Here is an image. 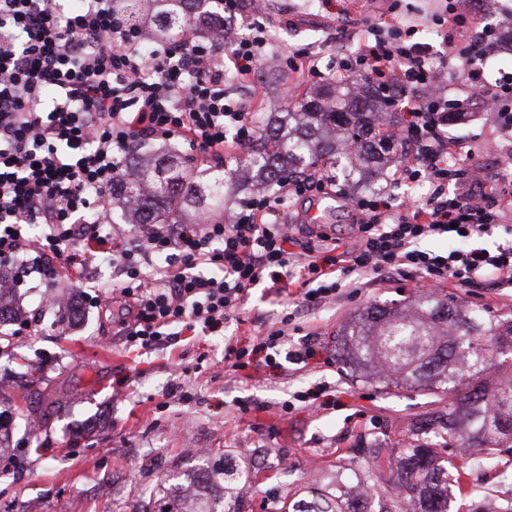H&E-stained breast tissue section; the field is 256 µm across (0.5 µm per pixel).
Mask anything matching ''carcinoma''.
Returning a JSON list of instances; mask_svg holds the SVG:
<instances>
[{
	"instance_id": "1",
	"label": "carcinoma",
	"mask_w": 512,
	"mask_h": 512,
	"mask_svg": "<svg viewBox=\"0 0 512 512\" xmlns=\"http://www.w3.org/2000/svg\"><path fill=\"white\" fill-rule=\"evenodd\" d=\"M133 17L155 26L156 35L180 43L194 34L224 36V0H123ZM368 83H330L314 98L274 113L261 129L259 148L242 159L256 185L274 189L297 170L315 171L346 159L348 176L375 167L382 154L405 153L374 133L388 115L382 92L364 93ZM112 203L125 224H195L208 214L224 221V172L201 169L189 154L160 153L141 144L123 177L112 185ZM336 352L363 383L440 393L448 403L410 429L406 448L369 449L355 475L383 499L382 512H448V493L484 461L512 453V314L478 309L453 294L416 291L402 300L375 302L336 331ZM463 455L443 459L427 435ZM193 481L221 483L222 498L197 495L185 506L173 492L151 510L131 512H224L236 475L224 468ZM309 500L293 512H369L352 503L351 492L336 487L308 489ZM472 512H512V500L490 493Z\"/></svg>"
}]
</instances>
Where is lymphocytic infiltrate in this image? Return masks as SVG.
I'll return each mask as SVG.
<instances>
[{"label": "lymphocytic infiltrate", "mask_w": 512, "mask_h": 512, "mask_svg": "<svg viewBox=\"0 0 512 512\" xmlns=\"http://www.w3.org/2000/svg\"><path fill=\"white\" fill-rule=\"evenodd\" d=\"M224 14L240 20L223 46L189 36L181 45L160 41L151 54L145 38L116 0H0V265L32 255L38 274L78 271L96 255L112 259L111 298L123 312L118 334L130 352L173 345L184 333L223 331L250 288L311 306L325 304L366 276L396 271L421 283L471 284L488 277L512 285V242L493 249L481 239L512 214V179L480 177L455 162L463 147L448 133V98L441 81L454 72L467 100L485 99L502 135L512 138V73L491 86L474 84L481 58L503 45L501 32L476 31L466 0H445L431 19L436 33H455L454 69L436 65L440 53L415 41V26L381 33L365 20L356 51L337 49L328 69L317 54L290 52L289 66L305 81L363 78L383 87L402 112L407 160L397 183L426 181L428 197L400 206L391 198H361L357 244L300 250L283 220L285 200L331 192L321 174L280 181L272 194L243 200L225 224H153L133 242L120 226L89 223L85 213L112 204V184L138 143L178 141L207 161L245 148L257 126L246 103L229 98L224 77L252 82L263 64L270 20L247 12L243 0H224ZM42 225L38 238L29 226ZM464 238L449 252L421 249L433 237ZM292 314L258 333L251 348L228 347L236 371L276 368L273 349L288 338Z\"/></svg>", "instance_id": "1"}]
</instances>
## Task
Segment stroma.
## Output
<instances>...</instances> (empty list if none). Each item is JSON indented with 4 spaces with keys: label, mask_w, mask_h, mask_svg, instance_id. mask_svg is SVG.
<instances>
[{
    "label": "stroma",
    "mask_w": 512,
    "mask_h": 512,
    "mask_svg": "<svg viewBox=\"0 0 512 512\" xmlns=\"http://www.w3.org/2000/svg\"><path fill=\"white\" fill-rule=\"evenodd\" d=\"M390 2L366 0L362 10L347 15L343 0H266L263 10L274 21L269 45L281 53L310 47L329 54L336 48L335 32L345 28L350 33L345 46L353 50L358 46L353 35L368 15L385 27L419 22L417 40L435 43L427 20L440 0H400L395 11ZM226 87L232 97L248 102L259 120L308 91L279 64L249 87L231 78ZM448 131L474 150L497 140L496 154L480 157L490 173H497V159L512 155V142L498 139L490 116L475 106H467ZM394 171L390 165L372 181L337 180L335 194L296 201L284 217L305 224L317 214L320 231L353 247L356 232L343 194H391L408 203L428 195L425 186L394 185ZM411 286L408 276L399 275L319 307L298 306L300 331L289 342L317 334L321 356L300 371L289 365L260 367L246 378L225 362V346L251 342L256 321L278 320L286 303L272 289L251 288L237 320L226 323L223 333L185 335L177 345L135 359L105 310L112 268L104 258L93 259L80 275L49 281L36 273L25 276L12 298L36 325L30 331L19 330L14 321L0 325L12 336L9 347L0 350V399L48 420L33 434L21 426L11 431L10 460L0 469V512H129L135 500L149 512L165 489L206 467L211 452L223 454L227 468L249 471L236 490L241 512H282L315 479L335 490L337 480L352 478L361 444L405 447L408 423L434 408L425 392L353 380L334 347L337 328L351 315L374 301L400 298ZM445 290L478 308L512 311V287L486 277ZM179 382L190 385L193 401L168 395L169 386ZM310 388L326 389L334 405L319 409L295 402V393ZM463 488L456 500L463 512H469L476 490L512 497V454L473 472Z\"/></svg>",
    "instance_id": "1"
}]
</instances>
